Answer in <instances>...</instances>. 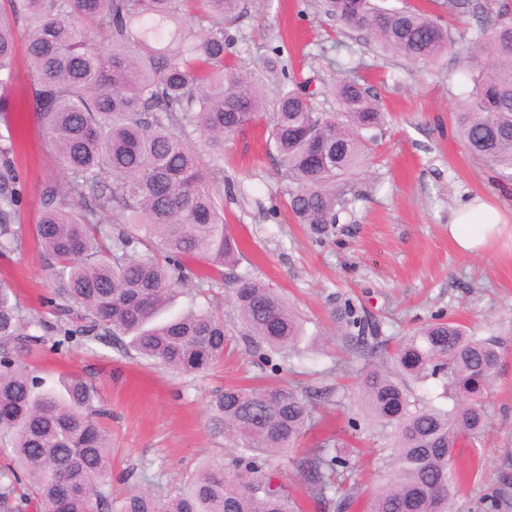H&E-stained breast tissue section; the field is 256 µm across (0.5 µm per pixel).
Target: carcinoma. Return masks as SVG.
Instances as JSON below:
<instances>
[{"instance_id":"carcinoma-1","label":"carcinoma","mask_w":512,"mask_h":512,"mask_svg":"<svg viewBox=\"0 0 512 512\" xmlns=\"http://www.w3.org/2000/svg\"><path fill=\"white\" fill-rule=\"evenodd\" d=\"M0 11V256L22 246L13 163L14 19L27 23L33 107L60 166L45 183L32 235L52 271L53 321L27 319L0 284V512H297L270 460L299 445L314 423V402L284 383L229 386L211 401V421L242 449L226 468L208 467L164 501L135 489L108 499L112 442L97 418L95 388L78 377L41 389L24 361L40 332L93 342L126 336L129 349L180 374L224 358V319L197 309L158 318L192 279L219 285L238 244L224 224V192L208 170L224 165V140L263 118L288 180V206L323 236L352 193L386 112L355 77L336 81L335 112H318L307 85L289 81L270 102L263 82L230 57L226 27L245 0H7ZM384 0H320L323 13L365 33L382 54L438 63L453 46L448 26ZM461 76L472 88L454 113L468 152L512 179V18L480 20ZM233 300L256 348L294 349L303 324L286 299L248 276ZM390 363L359 379L367 422L393 428L396 465L387 488L361 498L349 459L324 441L295 461L310 498L328 512H448L459 475L454 448L485 430L486 398L501 361L497 345L435 318L404 337ZM445 381L454 405L421 403L405 379Z\"/></svg>"}]
</instances>
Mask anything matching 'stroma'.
Segmentation results:
<instances>
[{
    "mask_svg": "<svg viewBox=\"0 0 512 512\" xmlns=\"http://www.w3.org/2000/svg\"><path fill=\"white\" fill-rule=\"evenodd\" d=\"M512 0H469L448 17L455 46L434 66L377 55L368 39L325 16L317 0H247L226 30L242 65L261 71L279 57L290 77L316 89L315 107L335 108L331 89L348 63H358L388 117L365 175L357 182L329 237L318 239L288 208V182L266 149L264 124L254 123L224 143V167L212 171L224 190V220L240 244L239 261L225 268L220 287L187 288L174 310L217 306L233 342L203 374L179 375L108 344L43 346L29 363L45 385L73 375L91 383L112 440V492L131 487L158 497L175 493L205 466L221 465L238 450L209 421L208 405L231 385L282 380L305 395L327 390L323 421L295 455L338 437L349 446L353 477L380 491L395 462L391 430L360 423L357 379L362 351L340 314L352 308L383 349L440 316L498 346L501 362L487 401L488 426L477 442L461 441L455 466L454 512H512V183L495 179L457 135L453 114L468 89L456 78L481 12ZM12 95L20 107L21 146L15 163L24 192L19 223L40 218L43 184L58 178L43 126L33 110L25 42H18ZM480 198L501 214L499 234L479 253L460 251L448 235L452 210ZM248 274L274 288L303 321L305 336L292 352L252 348L242 339L232 280ZM0 282L17 292L30 315L46 312L51 289L47 261L33 237L0 257Z\"/></svg>",
    "mask_w": 512,
    "mask_h": 512,
    "instance_id": "1",
    "label": "stroma"
}]
</instances>
